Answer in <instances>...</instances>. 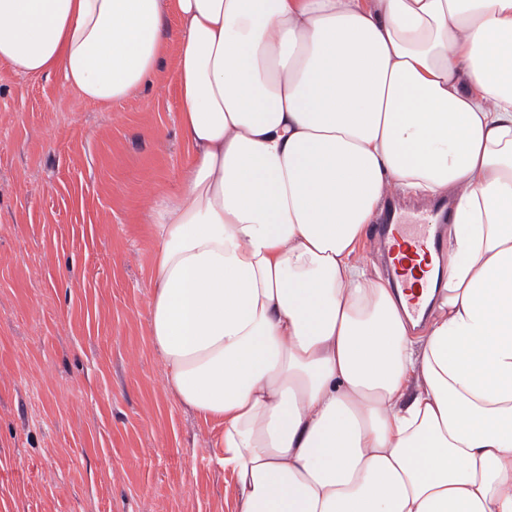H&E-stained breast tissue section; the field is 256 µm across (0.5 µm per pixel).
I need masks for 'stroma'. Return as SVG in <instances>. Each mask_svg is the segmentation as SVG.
<instances>
[{"label": "stroma", "instance_id": "35a3bbf8", "mask_svg": "<svg viewBox=\"0 0 512 512\" xmlns=\"http://www.w3.org/2000/svg\"><path fill=\"white\" fill-rule=\"evenodd\" d=\"M176 63L109 107L0 64V512H232L219 429L148 339Z\"/></svg>", "mask_w": 512, "mask_h": 512}]
</instances>
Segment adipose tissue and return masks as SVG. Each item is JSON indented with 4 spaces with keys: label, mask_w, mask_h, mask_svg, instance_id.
Returning a JSON list of instances; mask_svg holds the SVG:
<instances>
[{
    "label": "adipose tissue",
    "mask_w": 512,
    "mask_h": 512,
    "mask_svg": "<svg viewBox=\"0 0 512 512\" xmlns=\"http://www.w3.org/2000/svg\"><path fill=\"white\" fill-rule=\"evenodd\" d=\"M170 13L149 336L234 512H512V0H0V64L109 105ZM394 186L456 200L419 334L354 260Z\"/></svg>",
    "instance_id": "ef3b65f1"
}]
</instances>
